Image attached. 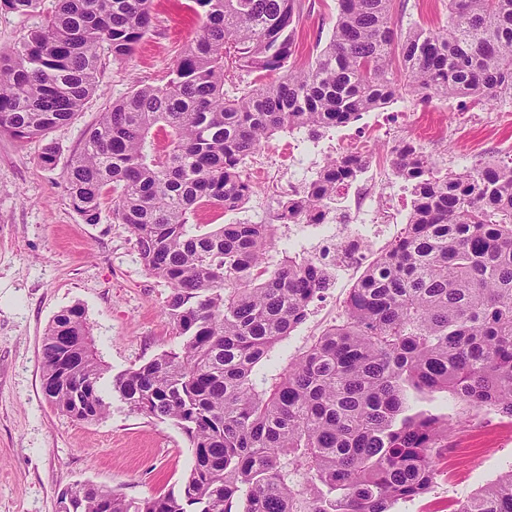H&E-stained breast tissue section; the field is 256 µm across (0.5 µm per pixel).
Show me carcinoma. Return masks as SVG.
Here are the masks:
<instances>
[{"label":"carcinoma","mask_w":512,"mask_h":512,"mask_svg":"<svg viewBox=\"0 0 512 512\" xmlns=\"http://www.w3.org/2000/svg\"><path fill=\"white\" fill-rule=\"evenodd\" d=\"M40 0H0L29 15ZM151 0H59L0 54V134L44 142L100 83V50L130 55L152 26ZM392 0H337L326 43L294 65L300 0H189L200 21L162 86H135L90 128L65 175L74 211L130 227L140 259L171 288L181 344L112 380L133 411L186 436L193 465L178 491L129 499L77 483L58 512H393L424 494L448 447V416L412 400L446 392L512 419V161L463 171L424 148L396 151L411 186L404 233L351 289L342 318L267 381L259 367L304 322L330 272L285 255L266 266L272 224L189 219L205 203L234 211L254 193L247 159L270 137L314 140L386 107L423 99L512 96V0H448V25L397 30ZM277 73L274 82L263 77ZM366 157L329 159L280 220L315 222ZM45 396L82 421L105 417L107 367L78 306L42 339ZM456 512H512V469Z\"/></svg>","instance_id":"obj_1"}]
</instances>
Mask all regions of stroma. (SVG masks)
Here are the masks:
<instances>
[{"label":"stroma","mask_w":512,"mask_h":512,"mask_svg":"<svg viewBox=\"0 0 512 512\" xmlns=\"http://www.w3.org/2000/svg\"><path fill=\"white\" fill-rule=\"evenodd\" d=\"M298 26L297 64H305L317 38L328 37L336 18V0H304ZM57 0H41L37 12L20 16L0 10V52L20 45L29 31L54 11ZM153 28L128 57L102 56L97 92L68 125L52 132L59 151L54 168L39 156L43 143L0 136V512H57L58 493L77 483L112 488L135 499L178 489L189 474L193 455L186 437L170 424L131 411L109 393V414L80 422L53 407L41 387V342L62 310L80 306L86 315L98 356L110 374L137 367L176 347V336L164 305L166 283L144 268L133 233L112 217L104 199L100 223H84L73 210L65 172L79 153L87 130L113 100L133 85L164 84L181 48L199 27L185 23L169 0H152ZM392 16L400 27L443 26L448 0H393ZM478 108L481 128L462 125L463 112ZM512 113V99L477 105L461 98L422 101L404 95L382 110L391 138L371 142L376 181L392 186L396 139L414 140L441 166L460 171L512 155V124L496 121ZM462 127L458 139L432 141L426 121ZM292 162L271 169L270 181H257L240 210L215 209L213 224H275L276 251L312 249L316 236L297 244L298 227L279 224L280 199L270 182L299 176ZM393 225L390 238L365 241L353 267L333 272L329 287L309 306L308 316L281 342L262 366L267 377L282 373L313 336L340 320L344 302L367 266L401 234ZM419 408L448 415L454 430L436 461L428 493L399 503L394 512H456L460 502L512 469V420L491 411L469 415L465 405L447 393L425 396Z\"/></svg>","instance_id":"obj_1"}]
</instances>
